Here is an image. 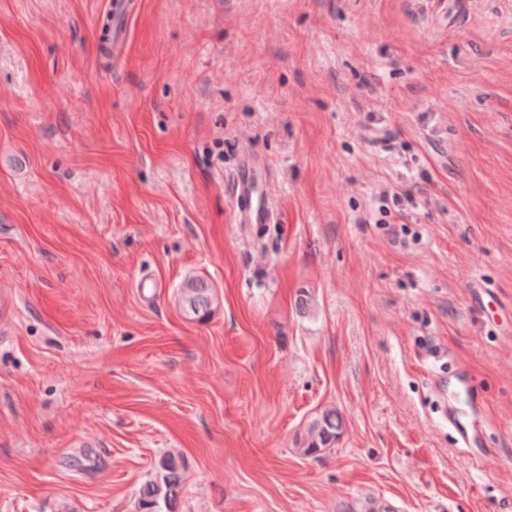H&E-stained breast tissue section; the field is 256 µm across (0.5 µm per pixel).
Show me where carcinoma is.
Listing matches in <instances>:
<instances>
[{
	"mask_svg": "<svg viewBox=\"0 0 512 512\" xmlns=\"http://www.w3.org/2000/svg\"><path fill=\"white\" fill-rule=\"evenodd\" d=\"M188 315L203 318L212 312L214 294L202 280H192L182 289ZM342 418L336 408L320 411L308 425L298 442L297 451L303 456H315L336 442V431ZM185 466L178 453L167 452L159 460L152 475L140 487L135 512H177L178 502L185 486Z\"/></svg>",
	"mask_w": 512,
	"mask_h": 512,
	"instance_id": "obj_1",
	"label": "carcinoma"
}]
</instances>
